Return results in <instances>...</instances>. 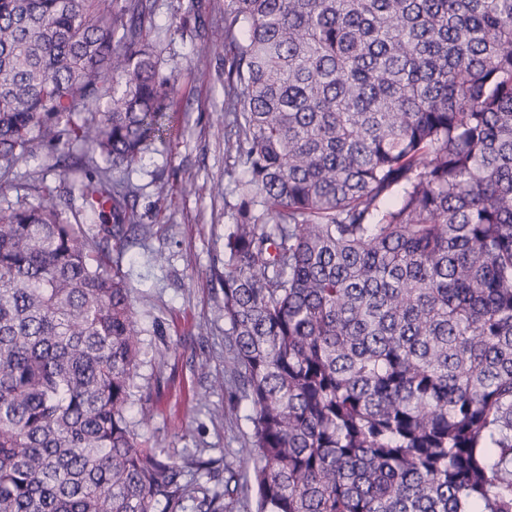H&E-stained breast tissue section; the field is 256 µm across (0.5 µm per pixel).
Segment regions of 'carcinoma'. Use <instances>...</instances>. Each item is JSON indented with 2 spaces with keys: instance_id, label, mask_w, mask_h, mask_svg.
Listing matches in <instances>:
<instances>
[{
  "instance_id": "cac0c4a2",
  "label": "carcinoma",
  "mask_w": 512,
  "mask_h": 512,
  "mask_svg": "<svg viewBox=\"0 0 512 512\" xmlns=\"http://www.w3.org/2000/svg\"><path fill=\"white\" fill-rule=\"evenodd\" d=\"M151 12L0 0V190L71 159L0 210V512H512V0H224L239 470L133 430L153 225L109 169L175 89ZM59 152L52 147L44 146L39 147L34 157L28 159L26 163L20 165L18 168V176L12 177V186L0 191V206H7V204L17 205L20 203H35L39 199L36 192L29 189L28 184H38L44 176V181L47 185L54 187L59 185V179L56 176V171L50 166L55 163L56 156Z\"/></svg>"
}]
</instances>
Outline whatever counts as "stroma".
<instances>
[{
  "label": "stroma",
  "mask_w": 512,
  "mask_h": 512,
  "mask_svg": "<svg viewBox=\"0 0 512 512\" xmlns=\"http://www.w3.org/2000/svg\"><path fill=\"white\" fill-rule=\"evenodd\" d=\"M188 0H153V29L161 38L163 67L177 92L166 130L126 174L140 222L153 225L147 242L126 250L128 280L144 329L140 383L150 389L153 416L139 425L140 439L178 453L206 449L208 457L238 462L248 453L249 406L234 386L213 388L194 364L212 359L224 367V316L218 281L224 271V237L232 228L235 182L243 175L225 151L224 60L228 48L208 42L207 28L224 24V0H201L200 19L175 28ZM54 148H38L21 164L0 206L34 203L35 184L58 185ZM162 249L163 262L151 252ZM221 409L223 419L212 416Z\"/></svg>",
  "instance_id": "stroma-1"
}]
</instances>
